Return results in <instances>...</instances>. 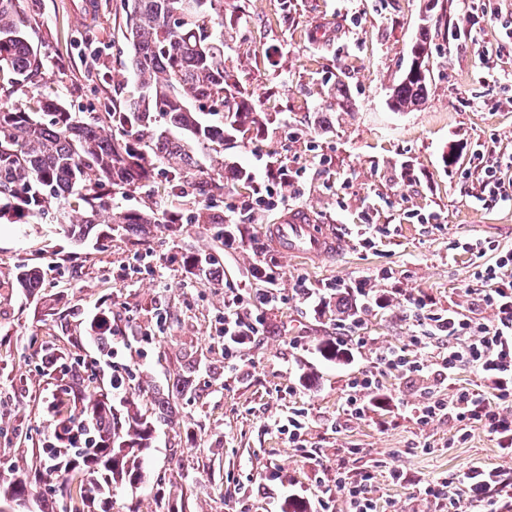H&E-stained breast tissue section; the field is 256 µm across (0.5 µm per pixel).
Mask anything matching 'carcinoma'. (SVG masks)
<instances>
[{"mask_svg": "<svg viewBox=\"0 0 512 512\" xmlns=\"http://www.w3.org/2000/svg\"><path fill=\"white\" fill-rule=\"evenodd\" d=\"M123 38L137 93L112 101L90 121L67 111L57 98L41 94L45 46L34 27L30 0H0V220L24 222L55 208L72 240L81 242L99 225L147 234L162 223L171 236L180 220H160L154 210L120 208L112 196L126 195L164 175L170 192L198 178L209 197L224 191V180H249L246 170L224 165V141L258 129L255 104L224 68V0H121ZM429 28L413 46L411 60L390 89L396 111L422 105L428 76L422 70ZM26 96L13 101L16 92ZM206 151L215 166H200ZM85 204L80 211L70 197ZM16 281L29 297L43 284L40 267L22 264ZM88 366L73 358L51 401L60 418L73 423L75 444L45 439L33 460V477L0 483V512H25L35 497L32 482L47 487L50 508L41 512H112V492L137 487L144 478L141 453L157 424L166 421L171 395L141 412L135 400L124 412L97 386Z\"/></svg>", "mask_w": 512, "mask_h": 512, "instance_id": "1", "label": "carcinoma"}]
</instances>
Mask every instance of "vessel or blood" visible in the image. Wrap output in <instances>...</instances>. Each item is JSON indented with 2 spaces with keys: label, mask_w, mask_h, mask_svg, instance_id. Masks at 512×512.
<instances>
[{
  "label": "vessel or blood",
  "mask_w": 512,
  "mask_h": 512,
  "mask_svg": "<svg viewBox=\"0 0 512 512\" xmlns=\"http://www.w3.org/2000/svg\"><path fill=\"white\" fill-rule=\"evenodd\" d=\"M272 246L290 258L320 259L336 254L340 244L315 224L313 214L305 208L284 211L268 227Z\"/></svg>",
  "instance_id": "obj_1"
}]
</instances>
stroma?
<instances>
[{
    "label": "stroma",
    "instance_id": "obj_1",
    "mask_svg": "<svg viewBox=\"0 0 512 512\" xmlns=\"http://www.w3.org/2000/svg\"><path fill=\"white\" fill-rule=\"evenodd\" d=\"M82 2L40 0L36 17L48 87L76 113L92 95L120 99L134 90L111 81L124 69L113 53L123 42L120 0H95L90 22L77 15ZM224 20V62L250 92L261 127L224 147L225 163L246 169L251 182L225 181L212 204L223 223L187 224L176 237L160 225L143 237L115 231L79 245L52 215L0 223V480L27 472L34 439L54 427L47 405L59 374L42 363L48 345L77 355L103 383L120 376L118 408L128 396L152 412L159 392L187 383L142 452L143 483L116 489L114 512H287L292 501L312 510L325 497L333 512H347L337 472L357 476L371 466L377 512H434L415 486L392 483L390 471L451 479L474 460L512 471V455L483 424H422L412 412L427 397L478 388L472 370L450 381L409 378L376 358L405 346L432 362L433 350L410 343L422 332L407 301L418 291L434 310L494 320L473 301L474 272L512 250V0H224ZM425 23L428 100L397 112L389 87ZM339 83L348 104L319 124ZM281 167L292 181L270 185ZM489 170L503 193L485 198ZM269 185L272 205L249 209L256 188ZM117 202L185 214L207 203L194 190L149 187ZM295 207L341 241L336 256L306 263L271 247L266 225ZM366 224L377 227L370 247L357 235ZM467 240L484 254L455 249ZM189 252L212 254L219 265L190 273L182 261ZM24 261L44 272L39 296L17 286ZM261 266L272 282L258 277ZM270 288L278 300L263 303ZM341 289L347 316L336 312ZM231 292L244 319L264 321L232 359L221 334ZM101 315L112 322L110 357L87 331ZM338 342L345 359L322 355ZM367 374L380 379L386 399L349 416L350 384ZM294 413L304 425L296 442L286 429Z\"/></svg>",
    "mask_w": 512,
    "mask_h": 512
}]
</instances>
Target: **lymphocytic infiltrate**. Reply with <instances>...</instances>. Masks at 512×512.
<instances>
[{
    "label": "lymphocytic infiltrate",
    "instance_id": "obj_1",
    "mask_svg": "<svg viewBox=\"0 0 512 512\" xmlns=\"http://www.w3.org/2000/svg\"><path fill=\"white\" fill-rule=\"evenodd\" d=\"M512 266V251L498 257L495 264L481 267L475 278L482 286L475 291L478 307L492 310V324L472 323L453 314L433 312L424 294H416L411 305L419 318L427 320L415 345L437 350L438 375L452 378L458 371H475L483 386L458 390L450 400H430L415 413L426 423L439 416H453L460 422H479L504 453L512 452V280L502 271ZM419 495L433 499L436 512H512V472L473 462L440 487L419 485Z\"/></svg>",
    "mask_w": 512,
    "mask_h": 512
}]
</instances>
